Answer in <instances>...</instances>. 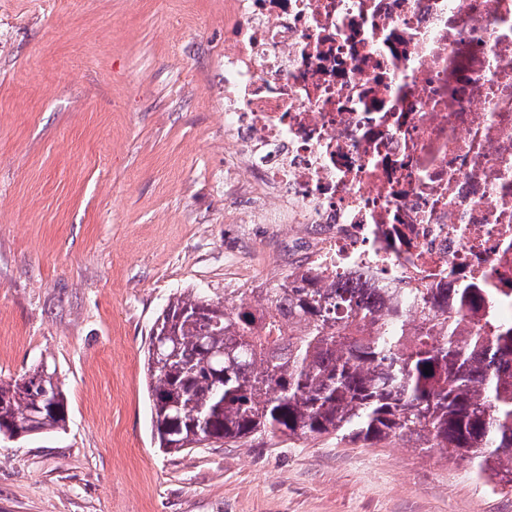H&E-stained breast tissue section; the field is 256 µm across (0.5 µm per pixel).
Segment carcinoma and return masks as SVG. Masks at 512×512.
Returning <instances> with one entry per match:
<instances>
[{
    "instance_id": "1",
    "label": "carcinoma",
    "mask_w": 512,
    "mask_h": 512,
    "mask_svg": "<svg viewBox=\"0 0 512 512\" xmlns=\"http://www.w3.org/2000/svg\"><path fill=\"white\" fill-rule=\"evenodd\" d=\"M262 295L193 289L147 348L154 439L166 453L268 437L408 438L512 488V326L472 330L477 288L322 287L307 270ZM431 374H425V370ZM56 368L0 380V442L66 429Z\"/></svg>"
}]
</instances>
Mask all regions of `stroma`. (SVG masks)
<instances>
[{"mask_svg": "<svg viewBox=\"0 0 512 512\" xmlns=\"http://www.w3.org/2000/svg\"><path fill=\"white\" fill-rule=\"evenodd\" d=\"M224 0H0V380L54 362L66 430L0 443V512H512L440 454L152 438L168 303L280 271L226 189Z\"/></svg>", "mask_w": 512, "mask_h": 512, "instance_id": "35a3bbf8", "label": "stroma"}]
</instances>
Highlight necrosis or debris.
Wrapping results in <instances>:
<instances>
[{
	"instance_id": "1",
	"label": "necrosis or debris",
	"mask_w": 512,
	"mask_h": 512,
	"mask_svg": "<svg viewBox=\"0 0 512 512\" xmlns=\"http://www.w3.org/2000/svg\"><path fill=\"white\" fill-rule=\"evenodd\" d=\"M225 180L276 261L495 293L512 325V0H228Z\"/></svg>"
}]
</instances>
